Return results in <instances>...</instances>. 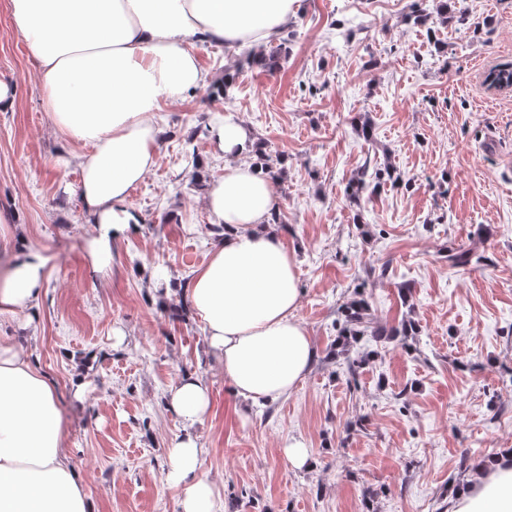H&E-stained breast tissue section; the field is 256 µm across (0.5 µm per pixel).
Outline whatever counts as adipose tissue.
I'll list each match as a JSON object with an SVG mask.
<instances>
[{"instance_id":"adipose-tissue-1","label":"adipose tissue","mask_w":512,"mask_h":512,"mask_svg":"<svg viewBox=\"0 0 512 512\" xmlns=\"http://www.w3.org/2000/svg\"><path fill=\"white\" fill-rule=\"evenodd\" d=\"M296 0H8L12 20L37 65L42 105L63 142L85 145L80 195L95 234L94 270L112 263L111 245L141 221L131 188L155 164L164 104L204 85L196 40L229 45L278 34ZM226 157L205 205L220 227L206 263L193 271L183 301L204 327L224 381L244 405L290 397L311 371L313 341L297 316L301 290L293 251L271 225L277 197L270 176L245 161L254 142L237 120L210 128ZM47 260L21 246L0 275V315H25L47 281ZM168 406L185 423L210 410V388L188 373ZM170 476L181 512H220L192 432L172 443ZM0 512H95L65 447L53 381L23 348L0 339ZM453 512H512V457L477 469Z\"/></svg>"}]
</instances>
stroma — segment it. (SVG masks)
<instances>
[{
	"instance_id": "35a3bbf8",
	"label": "stroma",
	"mask_w": 512,
	"mask_h": 512,
	"mask_svg": "<svg viewBox=\"0 0 512 512\" xmlns=\"http://www.w3.org/2000/svg\"><path fill=\"white\" fill-rule=\"evenodd\" d=\"M0 0V264L18 239L48 259L39 320L1 318L0 336L55 383L72 463L98 512H179L167 408L188 370L211 388L192 429L221 512H450L479 459L512 453V90L486 72L512 62V0H297L271 64L250 44L205 43L207 80L157 115L156 162L129 202L143 218L88 270L77 157L61 147L36 63ZM226 94H210L225 74ZM233 117L269 159L297 311L318 350L288 400L241 406L180 312L219 229L205 207L224 175L209 127ZM372 138H364L362 123ZM366 187L351 201L356 178ZM468 266L449 265L450 249ZM365 300L366 336L337 345L338 311ZM411 335H402L405 325ZM299 441L309 463L294 466Z\"/></svg>"
}]
</instances>
